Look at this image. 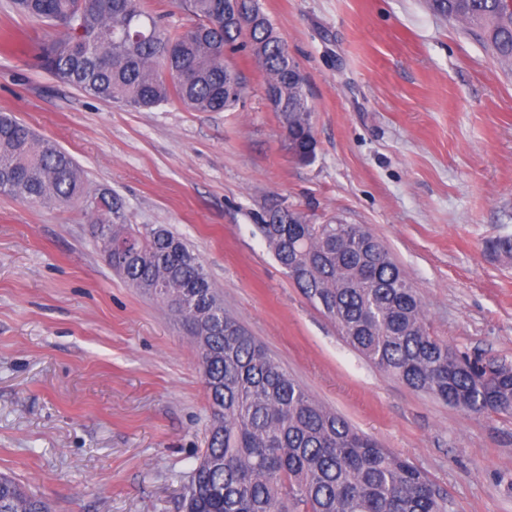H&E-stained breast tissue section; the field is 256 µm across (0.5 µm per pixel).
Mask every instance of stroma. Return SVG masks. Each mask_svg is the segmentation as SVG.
I'll use <instances>...</instances> for the list:
<instances>
[{"label":"stroma","instance_id":"obj_1","mask_svg":"<svg viewBox=\"0 0 512 512\" xmlns=\"http://www.w3.org/2000/svg\"><path fill=\"white\" fill-rule=\"evenodd\" d=\"M307 78L317 141L291 158L249 52L233 112L135 110L33 63L45 27L0 0V113L107 187L126 223L163 224L224 307L308 393L406 458L447 512H512V418L466 413L342 338L257 224L297 209L365 225L410 278L428 332L512 364V71L427 0H259ZM209 406L190 336L109 266L77 205L0 194V472L52 512H183Z\"/></svg>","mask_w":512,"mask_h":512}]
</instances>
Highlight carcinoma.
<instances>
[{
  "label": "carcinoma",
  "instance_id": "carcinoma-1",
  "mask_svg": "<svg viewBox=\"0 0 512 512\" xmlns=\"http://www.w3.org/2000/svg\"><path fill=\"white\" fill-rule=\"evenodd\" d=\"M53 30L36 48L41 69L104 102L134 109L178 103L234 111L245 78L229 62L250 50L277 95L292 158L315 156L306 78L258 0H180L188 23L164 24L144 0H12ZM434 13L478 29L512 70V0H430ZM0 193L31 206L80 203L102 251L131 241L112 265L159 298L190 336L210 411L207 448L184 488L185 512H445L408 461L316 402L224 309L198 254L165 225L127 224L104 189L101 204L78 163L56 143L0 113ZM260 231L276 260L336 323L343 339L381 371L466 413L512 417V370L486 366L430 335L412 282L363 224H314L275 210ZM0 512H50L0 474Z\"/></svg>",
  "mask_w": 512,
  "mask_h": 512
}]
</instances>
